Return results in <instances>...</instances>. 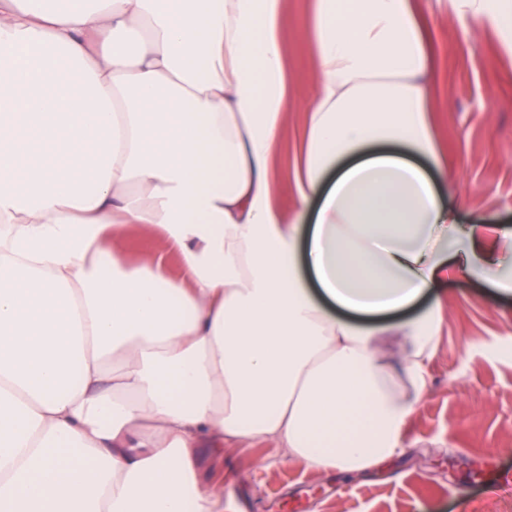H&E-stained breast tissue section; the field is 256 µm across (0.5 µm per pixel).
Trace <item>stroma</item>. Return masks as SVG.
<instances>
[{
	"instance_id": "35a3bbf8",
	"label": "stroma",
	"mask_w": 512,
	"mask_h": 512,
	"mask_svg": "<svg viewBox=\"0 0 512 512\" xmlns=\"http://www.w3.org/2000/svg\"><path fill=\"white\" fill-rule=\"evenodd\" d=\"M309 0H287L284 36L295 94L274 161L289 180L301 136L300 111L311 94L313 62L304 40ZM440 89L433 121L448 158L445 200L468 225L491 221L477 248L493 249L512 278V56L495 34L463 30L457 20L429 16ZM130 265L167 255L161 235L131 231L119 248ZM439 348L427 389L407 426L405 449L363 472L346 475L284 462L273 440H225L220 454L203 450L204 477L221 480L224 512H512V294L457 277L439 284Z\"/></svg>"
}]
</instances>
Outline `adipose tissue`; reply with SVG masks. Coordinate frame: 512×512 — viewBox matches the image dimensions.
I'll use <instances>...</instances> for the list:
<instances>
[{
  "instance_id": "1",
  "label": "adipose tissue",
  "mask_w": 512,
  "mask_h": 512,
  "mask_svg": "<svg viewBox=\"0 0 512 512\" xmlns=\"http://www.w3.org/2000/svg\"><path fill=\"white\" fill-rule=\"evenodd\" d=\"M285 0H0V512H224L200 449L271 439L360 472L404 447L463 276L421 0H313L290 181ZM512 51V0H432ZM79 69L63 78L50 47ZM163 261L128 267L130 229Z\"/></svg>"
}]
</instances>
